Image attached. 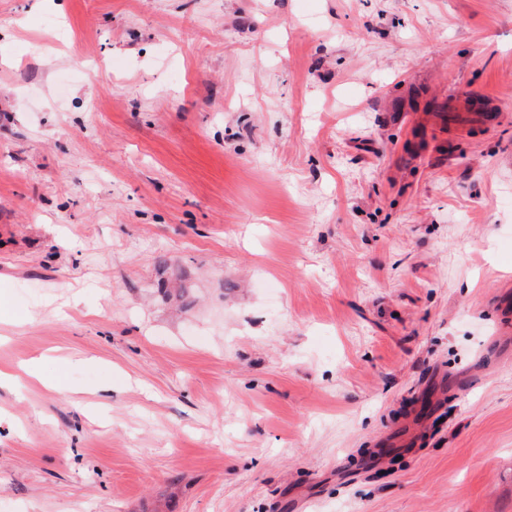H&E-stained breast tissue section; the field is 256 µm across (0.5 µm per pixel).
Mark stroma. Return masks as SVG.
<instances>
[{
    "mask_svg": "<svg viewBox=\"0 0 512 512\" xmlns=\"http://www.w3.org/2000/svg\"><path fill=\"white\" fill-rule=\"evenodd\" d=\"M1 298L0 512H512V0H0Z\"/></svg>",
    "mask_w": 512,
    "mask_h": 512,
    "instance_id": "35a3bbf8",
    "label": "stroma"
}]
</instances>
